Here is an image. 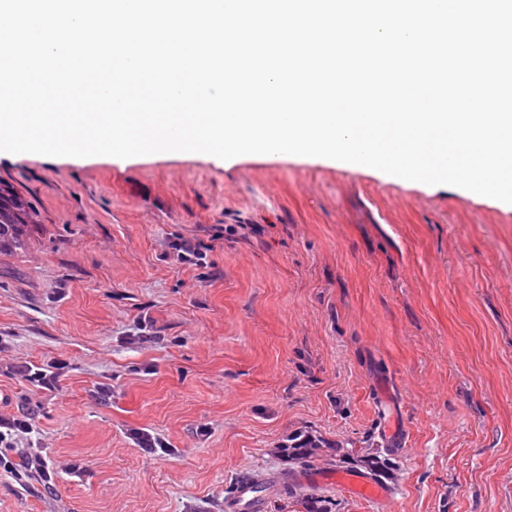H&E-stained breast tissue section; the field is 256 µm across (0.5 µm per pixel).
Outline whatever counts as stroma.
Returning a JSON list of instances; mask_svg holds the SVG:
<instances>
[{
    "label": "stroma",
    "mask_w": 512,
    "mask_h": 512,
    "mask_svg": "<svg viewBox=\"0 0 512 512\" xmlns=\"http://www.w3.org/2000/svg\"><path fill=\"white\" fill-rule=\"evenodd\" d=\"M0 180L36 215L0 254V364H66L33 408L61 474L0 477V512H226L244 477L266 512H512L511 207L310 157L4 152ZM299 429L392 458L387 498L290 492ZM208 245L203 242L191 244L188 241L176 242L173 245V249L177 252V258L182 262H188L192 265H200L204 260L203 256L206 253L203 250H207Z\"/></svg>",
    "instance_id": "35a3bbf8"
}]
</instances>
